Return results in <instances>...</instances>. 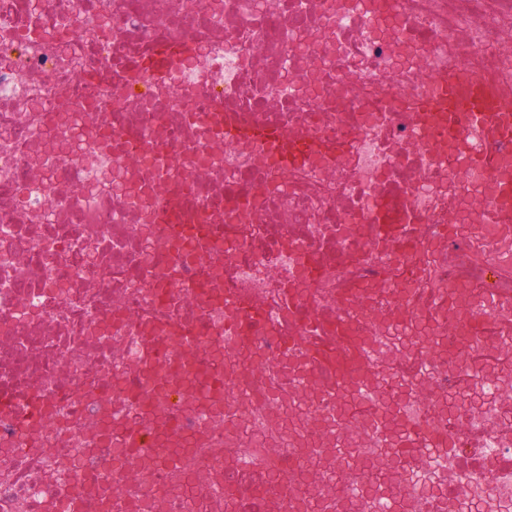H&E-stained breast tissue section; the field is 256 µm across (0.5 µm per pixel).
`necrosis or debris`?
<instances>
[{"instance_id":"obj_1","label":"necrosis or debris","mask_w":512,"mask_h":512,"mask_svg":"<svg viewBox=\"0 0 512 512\" xmlns=\"http://www.w3.org/2000/svg\"><path fill=\"white\" fill-rule=\"evenodd\" d=\"M463 72L512 87V0H0V512H49L74 487L85 512H104L126 461L101 428L187 440L184 474L210 466L198 434L221 443L231 392L224 291L263 298L268 333L315 336L317 320H341L330 289L364 288L359 320L401 325L429 321L419 289L451 282L464 343L426 346L434 400L401 375L414 348L386 377L388 403L448 436L421 464L439 493L404 508L460 512L470 496L512 512V363L478 358L484 321L512 317L473 286L512 268V141L489 138L492 112L413 109ZM227 126L238 139L222 140ZM484 154L499 166L477 164ZM461 222L479 236L365 245L377 224ZM185 281L198 297L162 311ZM164 313L201 346L190 364L149 368L179 410L158 424L132 367ZM305 410L273 457L267 411L236 420L243 443L227 458L259 477L246 499L263 512L271 472L339 479V512H359L383 425L348 439L337 468L321 456L335 402L315 393ZM146 464L155 475L124 512H151L159 494L166 512H208L224 496Z\"/></svg>"}]
</instances>
